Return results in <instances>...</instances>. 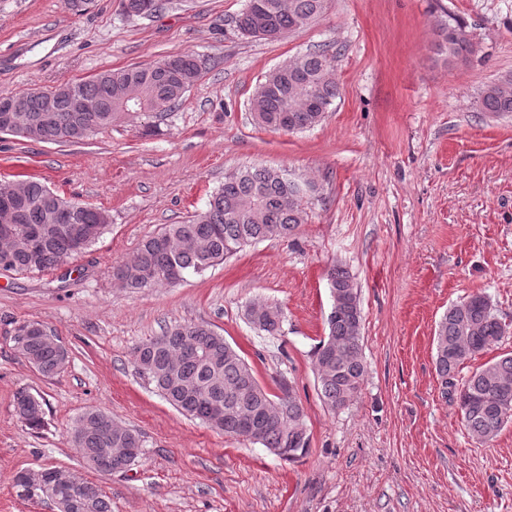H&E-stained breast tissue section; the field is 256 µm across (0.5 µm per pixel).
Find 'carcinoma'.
<instances>
[{
    "mask_svg": "<svg viewBox=\"0 0 512 512\" xmlns=\"http://www.w3.org/2000/svg\"><path fill=\"white\" fill-rule=\"evenodd\" d=\"M168 0H121L123 14L147 18L162 11ZM326 10V0H248L235 18L243 36L274 39L285 32L309 27ZM437 49L453 63H465L475 53L464 23L448 16L439 26ZM338 50L323 44L294 57L264 76L255 89L252 120L274 131H301L318 125L339 95L335 78ZM202 61L192 53L170 56L149 67L104 71L80 82L53 89L10 95L21 102L9 134L34 141L76 144L106 130L132 113L162 114L171 110L198 79ZM75 88L95 99L98 112H77L66 90ZM484 112H512V94L504 95L490 84L480 97ZM14 233L0 235L2 272H43L87 250L106 230L108 215L96 208L65 199L36 180H25L12 196ZM55 210H66L69 222L53 224ZM303 188L281 168L256 166L224 177L207 208L182 224L144 238L133 256L115 268L122 287L145 290L149 278L169 269L180 275L199 274L233 256L243 247L271 239H288L305 222ZM37 232L39 247L33 253L26 239ZM332 298L328 336L314 351L316 380L324 406L336 411L353 402L364 381L362 312L358 290L349 273L335 265L328 271ZM254 329L268 336L282 331L283 313L276 304L256 302L247 309ZM507 333L489 298L473 293L448 308L434 336L435 371L447 392L456 396L461 421L480 443L493 441L512 421V355L489 361L464 381L461 366ZM18 353L39 373L51 377L62 370L68 351L55 336L38 332L13 336ZM133 364L139 376L153 384L180 413L197 419L228 436L240 438L249 422L256 443L283 460L305 456L310 447L304 408L280 380V393L268 392L254 369L220 333L204 322L175 324L159 336L138 344ZM14 407L32 430L44 425L42 402L21 390ZM70 442L91 469L112 474L133 469L140 457L128 462L103 463V448H142L144 437L116 421L100 408L89 407L77 418ZM18 495L45 497L57 512H112L101 489L63 467L47 469L43 481L29 483L16 475Z\"/></svg>",
    "mask_w": 512,
    "mask_h": 512,
    "instance_id": "cac0c4a2",
    "label": "carcinoma"
}]
</instances>
